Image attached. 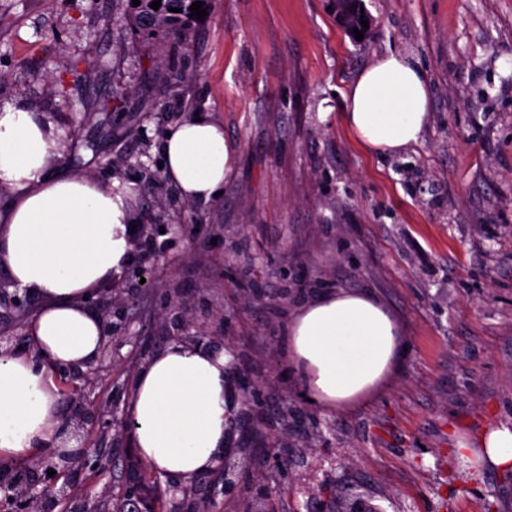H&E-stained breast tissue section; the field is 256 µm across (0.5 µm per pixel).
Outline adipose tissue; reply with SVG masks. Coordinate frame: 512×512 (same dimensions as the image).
I'll return each instance as SVG.
<instances>
[{"mask_svg": "<svg viewBox=\"0 0 512 512\" xmlns=\"http://www.w3.org/2000/svg\"><path fill=\"white\" fill-rule=\"evenodd\" d=\"M344 120L369 152L419 141L429 115L425 74L402 54L378 58L343 94ZM164 174L180 195L206 202L224 187L232 153L221 124L188 118L169 130ZM65 147L39 112L0 109V189L12 192L0 212V265L41 301L28 325L32 354H0V459L22 460L58 447L66 431L57 366L86 368L98 355L103 328L83 299L132 262L128 191L87 173L54 172ZM288 347L306 388L320 405L346 408L387 379L402 352L399 325L376 299L326 292L288 325ZM231 373L223 353L175 343L140 370L131 415L141 459L161 476L189 481L218 468L234 414ZM457 454L512 468V427L485 431L478 447Z\"/></svg>", "mask_w": 512, "mask_h": 512, "instance_id": "adipose-tissue-1", "label": "adipose tissue"}]
</instances>
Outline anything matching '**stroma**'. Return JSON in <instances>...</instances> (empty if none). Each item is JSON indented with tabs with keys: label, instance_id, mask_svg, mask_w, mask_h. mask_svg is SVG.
Masks as SVG:
<instances>
[{
	"label": "stroma",
	"instance_id": "stroma-1",
	"mask_svg": "<svg viewBox=\"0 0 512 512\" xmlns=\"http://www.w3.org/2000/svg\"><path fill=\"white\" fill-rule=\"evenodd\" d=\"M335 3L208 0L187 43L161 47L119 0H0V108L87 143L54 170L128 182L139 223L195 238L158 263L155 288L135 267L120 276L112 356L72 379L91 417L66 443L103 448L106 464L69 467L58 512H131L124 476L143 461L108 410H130L147 361L197 335L229 358L237 484L225 491L217 469L158 479L155 512L199 489L208 512H328L333 492L378 512H512V469L454 452L512 426V0H363L359 41ZM392 51L425 73L430 113L418 143L373 154L342 94ZM197 113L233 155L206 203L158 167L168 129ZM335 291L380 301L406 345L386 385L347 409L309 402L288 355L292 316ZM58 460H0V512H14L5 485Z\"/></svg>",
	"mask_w": 512,
	"mask_h": 512
}]
</instances>
